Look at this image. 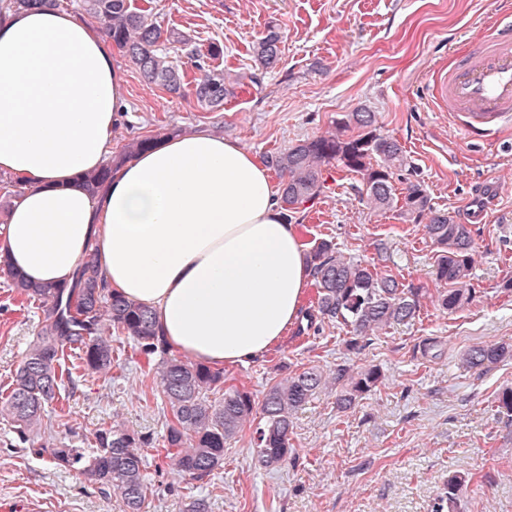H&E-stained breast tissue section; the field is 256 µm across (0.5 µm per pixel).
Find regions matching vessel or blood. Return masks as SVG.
<instances>
[{"instance_id":"vessel-or-blood-1","label":"vessel or blood","mask_w":512,"mask_h":512,"mask_svg":"<svg viewBox=\"0 0 512 512\" xmlns=\"http://www.w3.org/2000/svg\"><path fill=\"white\" fill-rule=\"evenodd\" d=\"M440 93L465 137L512 124V22L493 24L478 50L441 78Z\"/></svg>"}]
</instances>
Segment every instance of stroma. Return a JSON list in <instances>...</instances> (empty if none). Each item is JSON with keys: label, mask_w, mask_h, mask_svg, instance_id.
Segmentation results:
<instances>
[{"label": "stroma", "mask_w": 512, "mask_h": 512, "mask_svg": "<svg viewBox=\"0 0 512 512\" xmlns=\"http://www.w3.org/2000/svg\"><path fill=\"white\" fill-rule=\"evenodd\" d=\"M155 22L176 29L199 51L218 45L217 62L238 78L224 107L211 111L189 96L146 84L125 57V122L112 154L144 137L205 130L258 157L332 130L335 119L364 107L381 134L397 139L412 180L434 208L470 225L476 262L471 301L444 312L434 302L436 249L423 225L399 208L375 210L359 176L325 166L318 196L290 214L305 247L332 240L350 259L374 262L400 283L423 287L408 324L355 338L349 327L304 315L262 357L224 376L262 395L283 369L377 367L382 379L351 408L337 390L314 395L293 417L286 464L267 470L251 453V430L224 452V466L201 481L158 471L164 433L160 396L124 337L112 341L109 379L80 378L51 432L87 434L120 421L150 439L142 455L153 486L148 512H183L203 498L209 512H433L449 481L468 476L467 491L443 512H512V414L494 401L512 387V360L483 368L462 354L489 343L512 345V127L470 140L434 107L436 74L483 38L492 0H132ZM283 41L274 68L259 69L254 42L268 28ZM39 310L0 277V392L36 334ZM0 512H122L111 492L53 466L21 443L0 417Z\"/></svg>", "instance_id": "1"}]
</instances>
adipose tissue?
I'll list each match as a JSON object with an SVG mask.
<instances>
[{
  "label": "adipose tissue",
  "mask_w": 512,
  "mask_h": 512,
  "mask_svg": "<svg viewBox=\"0 0 512 512\" xmlns=\"http://www.w3.org/2000/svg\"><path fill=\"white\" fill-rule=\"evenodd\" d=\"M124 74L99 26L53 8L0 11V172L23 180L0 261L34 284L68 285L95 249L110 289L152 307L170 350L214 369L268 353L312 281L296 225L259 157L205 132L114 167ZM112 162L109 160L99 168L82 174L80 176L82 186L92 193L103 188L112 178V169L115 166Z\"/></svg>",
  "instance_id": "1"
}]
</instances>
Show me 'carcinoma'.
Segmentation results:
<instances>
[{
	"label": "carcinoma",
	"mask_w": 512,
	"mask_h": 512,
	"mask_svg": "<svg viewBox=\"0 0 512 512\" xmlns=\"http://www.w3.org/2000/svg\"><path fill=\"white\" fill-rule=\"evenodd\" d=\"M60 0H0V9L55 8ZM84 13L99 20L103 33L129 57L142 78L166 92L191 94L198 103L217 110L224 106L231 78L213 65L222 50L214 46L203 54L190 47L185 36L163 31L147 10L132 0H81ZM184 47L198 77L187 81L186 69L162 48L164 43ZM281 35L270 28L253 47L255 60L264 68L280 59ZM269 167L283 177L281 204L285 211L316 197L323 187V167L336 162L359 175L366 187L368 204L388 209L396 201L394 175L411 168L402 145L377 132L375 114L365 109L350 112L335 123L333 132L301 139L266 156ZM114 164L107 161L80 176L83 187L95 193L112 178ZM407 221L424 224L434 247L436 302L446 311L462 307L471 298L474 266L472 230L448 212L430 206L418 182H408L400 207ZM316 286L320 317L352 327L355 335L368 336L392 325L404 324L416 315L423 288H405L368 261L338 255L327 239L314 242L308 252ZM9 280L21 300L38 305L41 317L36 340L19 364L5 397L0 416L12 420L18 438L47 454L57 467L76 469L84 481L112 490L124 512H145L152 495L140 449L150 445L144 436L120 424L96 429L92 436L69 430L80 445L57 441L47 433L50 409L59 405L65 385L74 384L68 352H76L82 374L106 376L112 371V334L133 342L144 367L153 375L161 398L165 433L158 450L162 465L185 480H202L224 465V450L246 425L253 426L252 445L259 466L274 469L292 452L289 434L297 410L325 386L341 385L338 398L346 408L361 394L376 387L378 368L357 375L339 365L330 373L316 367L291 371L274 380L261 400L234 386L224 387V371L171 353L158 336L157 314L150 307L110 291L104 282L96 254L85 253L70 289L35 285L12 268L0 264V277ZM512 359V346L490 344L467 351L462 363L469 368ZM222 394L215 399L214 395Z\"/></svg>",
	"instance_id": "carcinoma-1"
}]
</instances>
